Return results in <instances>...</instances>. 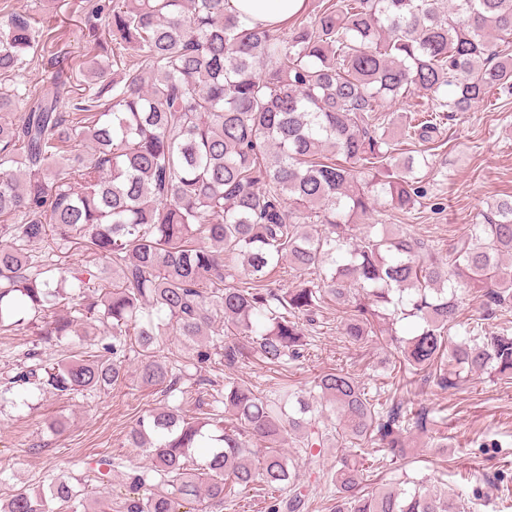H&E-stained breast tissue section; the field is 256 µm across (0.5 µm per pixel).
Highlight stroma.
<instances>
[{"label":"stroma","instance_id":"1","mask_svg":"<svg viewBox=\"0 0 512 512\" xmlns=\"http://www.w3.org/2000/svg\"><path fill=\"white\" fill-rule=\"evenodd\" d=\"M9 5L52 28L64 72L89 59V0H64L59 8L48 0H9ZM395 140L404 154H432L434 165L425 176L429 194L407 213L376 204L373 223L402 225L444 248L470 225L482 223L483 212L495 200L512 195V97L492 98L474 111L454 114L433 140L400 133ZM339 321L335 306L322 310L308 328L309 354L303 360L274 367L253 359L230 369L215 360L184 376L171 398L141 387L132 373L117 386L68 397L50 396L32 385L14 389L0 401V502L22 485L41 490L51 472L66 473L76 489L98 500H119L127 492L126 468L148 461L145 449L127 445L130 429L148 410L180 403L199 417L225 381L268 392L286 380L304 390L319 373L341 368L357 377L382 409L398 403L427 407L437 430L448 435L444 449L428 447V435H409L403 470L386 459L365 460L369 486L431 476L462 495L468 512H512V384L483 375L442 392L417 376L410 386L399 387L385 346L375 341L349 345ZM30 352L49 363L62 354L23 324L0 334V377L19 371ZM105 456L122 459L123 465L101 484L94 481L93 470ZM335 456V449L328 448L320 458L294 463L299 481L309 485L308 512H328L335 488L321 472Z\"/></svg>","mask_w":512,"mask_h":512}]
</instances>
